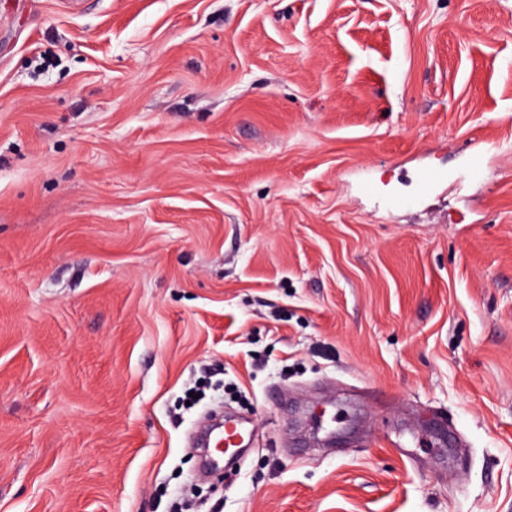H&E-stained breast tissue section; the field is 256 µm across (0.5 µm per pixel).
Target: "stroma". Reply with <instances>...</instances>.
I'll list each match as a JSON object with an SVG mask.
<instances>
[{
  "mask_svg": "<svg viewBox=\"0 0 512 512\" xmlns=\"http://www.w3.org/2000/svg\"><path fill=\"white\" fill-rule=\"evenodd\" d=\"M190 483L512 512V0H0V512ZM250 440V432L245 430L241 425L231 423L228 425L225 422L224 425V462L228 463L235 458L238 454L236 451L238 448H243Z\"/></svg>",
  "mask_w": 512,
  "mask_h": 512,
  "instance_id": "35a3bbf8",
  "label": "stroma"
}]
</instances>
